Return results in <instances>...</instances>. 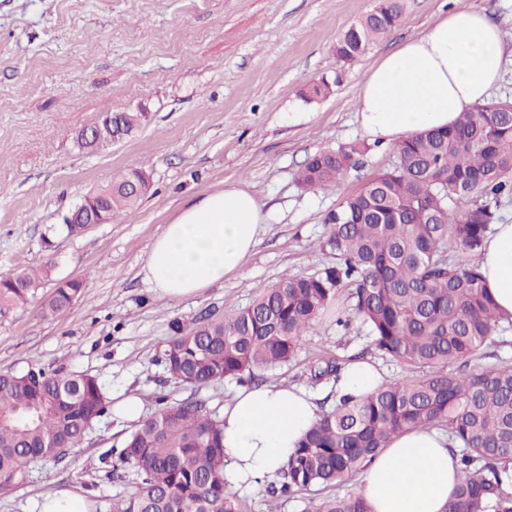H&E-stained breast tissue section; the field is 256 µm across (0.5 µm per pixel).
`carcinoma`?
Masks as SVG:
<instances>
[{
  "instance_id": "1",
  "label": "carcinoma",
  "mask_w": 512,
  "mask_h": 512,
  "mask_svg": "<svg viewBox=\"0 0 512 512\" xmlns=\"http://www.w3.org/2000/svg\"><path fill=\"white\" fill-rule=\"evenodd\" d=\"M400 0L374 8L337 40L344 66L397 25ZM340 77L312 85L308 99L330 95ZM149 123L138 109L112 114V142ZM368 145L353 142L307 158L297 182L339 187ZM391 168L371 177L330 211L321 248L332 264L314 275L286 274L248 306L191 321L174 319L162 361L170 378L202 388L226 379L252 380L257 369L295 358L305 332L349 289L351 311L368 329L370 348L418 373L383 382L361 398H339L322 413L280 474L281 493L339 486L367 469L390 441L416 428L448 434L462 475L446 512H512V366L466 371L502 327L471 257L501 220L512 195V100L460 113L444 129L416 132L391 147ZM139 170L88 194L110 223L151 190ZM36 273L0 275V312L27 301ZM82 282L64 281L45 305L67 310ZM457 365L450 370L448 366ZM341 365L310 368L315 383L340 379ZM109 407L92 375L42 369L0 373V484L20 477L39 457H63ZM137 475L112 512H241L224 482L219 415L200 401L164 405L132 432L118 454ZM307 512H369L348 494L313 503Z\"/></svg>"
}]
</instances>
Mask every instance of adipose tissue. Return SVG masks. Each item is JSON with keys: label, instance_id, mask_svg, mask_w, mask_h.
Returning <instances> with one entry per match:
<instances>
[{"label": "adipose tissue", "instance_id": "adipose-tissue-1", "mask_svg": "<svg viewBox=\"0 0 512 512\" xmlns=\"http://www.w3.org/2000/svg\"><path fill=\"white\" fill-rule=\"evenodd\" d=\"M503 56L498 28L481 13L456 9L368 70L357 119L386 145L447 127L488 97ZM265 222L256 196L239 185L188 203L153 242L145 278L167 300L197 295L243 267ZM478 264L499 314L512 319V223L495 225ZM382 381L374 364L358 361L343 371L337 393L364 397ZM319 416L316 397L301 387L240 388L220 414L225 482L248 488L276 477ZM459 478L447 436L417 429L392 440L362 474L359 492L371 512H445Z\"/></svg>", "mask_w": 512, "mask_h": 512}]
</instances>
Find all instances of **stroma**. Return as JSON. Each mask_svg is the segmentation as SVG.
I'll list each match as a JSON object with an SVG mask.
<instances>
[{
    "label": "stroma",
    "instance_id": "stroma-1",
    "mask_svg": "<svg viewBox=\"0 0 512 512\" xmlns=\"http://www.w3.org/2000/svg\"><path fill=\"white\" fill-rule=\"evenodd\" d=\"M375 0H0V275L48 268L26 303L0 314V372L31 368L99 378L110 400L135 394L145 415L186 399L222 410L233 380L194 390L172 380L159 356L173 319L248 305L283 274L311 275L332 261L320 242L326 213L391 167L389 146L373 145L341 187L306 190L295 179L308 156L366 134L356 119L367 71L400 43L457 8L482 12L512 50V0H401L399 24L372 49L340 67L334 46ZM340 78L327 98L302 93ZM144 107L150 124L119 143L80 148L78 134L106 114ZM142 169L152 189L137 210L67 235L58 227L84 196ZM246 184L268 220L242 269L179 301L155 296L143 265L154 239L187 201ZM82 281L58 315L44 305L58 282ZM358 319L320 317L288 365L256 374L258 385L311 388L322 407L335 402L309 369L366 358L393 381L412 367L367 351ZM135 426L105 414L60 459L32 461L0 487V512H36L58 489L83 493L92 512H112L137 479L106 472L100 455L121 449ZM268 482L237 489L243 512H305L311 501L354 493L340 487L270 497Z\"/></svg>",
    "mask_w": 512,
    "mask_h": 512
}]
</instances>
